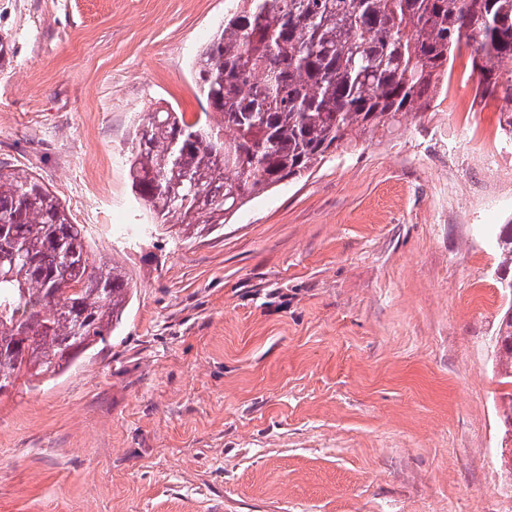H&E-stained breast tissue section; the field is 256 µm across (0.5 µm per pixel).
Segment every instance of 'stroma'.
<instances>
[{"label":"stroma","mask_w":512,"mask_h":512,"mask_svg":"<svg viewBox=\"0 0 512 512\" xmlns=\"http://www.w3.org/2000/svg\"><path fill=\"white\" fill-rule=\"evenodd\" d=\"M236 7L0 0V165L136 283L107 347L0 396V512H512L492 350L512 140L469 47L394 135L184 243L126 152L139 113L201 114L192 66Z\"/></svg>","instance_id":"35a3bbf8"}]
</instances>
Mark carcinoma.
<instances>
[{
	"instance_id": "cac0c4a2",
	"label": "carcinoma",
	"mask_w": 512,
	"mask_h": 512,
	"mask_svg": "<svg viewBox=\"0 0 512 512\" xmlns=\"http://www.w3.org/2000/svg\"><path fill=\"white\" fill-rule=\"evenodd\" d=\"M198 55L208 110L142 112L128 176L161 227L186 239L223 226L252 198L294 180L355 134L393 133L427 106L461 41L484 99L512 134V0H240ZM88 233L58 194L0 166V395L53 376L106 342L130 304L116 261L89 258ZM512 268V224L497 239ZM512 385V306L495 336Z\"/></svg>"
}]
</instances>
